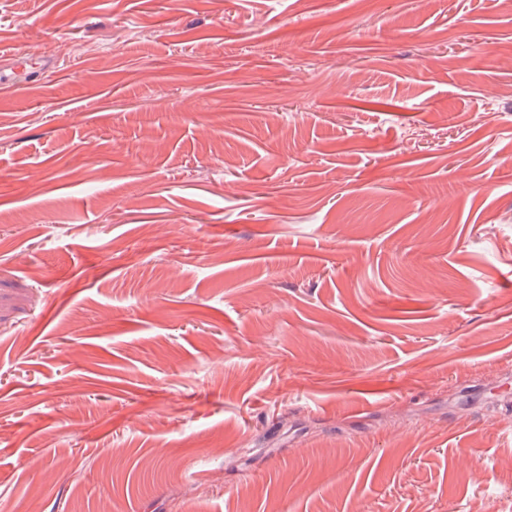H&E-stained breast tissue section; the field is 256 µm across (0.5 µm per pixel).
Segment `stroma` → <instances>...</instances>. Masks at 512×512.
<instances>
[{
    "mask_svg": "<svg viewBox=\"0 0 512 512\" xmlns=\"http://www.w3.org/2000/svg\"><path fill=\"white\" fill-rule=\"evenodd\" d=\"M17 52L0 512L512 498L506 0H0Z\"/></svg>",
    "mask_w": 512,
    "mask_h": 512,
    "instance_id": "stroma-1",
    "label": "stroma"
}]
</instances>
